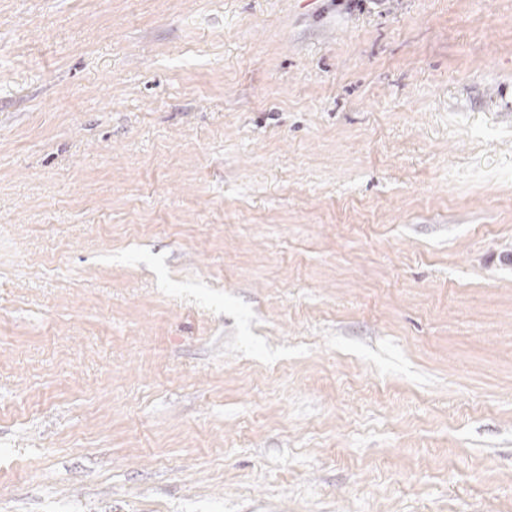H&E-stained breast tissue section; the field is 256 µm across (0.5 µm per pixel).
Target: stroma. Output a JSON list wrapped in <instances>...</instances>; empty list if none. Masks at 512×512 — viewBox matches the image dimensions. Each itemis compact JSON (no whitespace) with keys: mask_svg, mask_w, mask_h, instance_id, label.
<instances>
[{"mask_svg":"<svg viewBox=\"0 0 512 512\" xmlns=\"http://www.w3.org/2000/svg\"><path fill=\"white\" fill-rule=\"evenodd\" d=\"M0 512H512V0H0Z\"/></svg>","mask_w":512,"mask_h":512,"instance_id":"obj_1","label":"stroma"}]
</instances>
